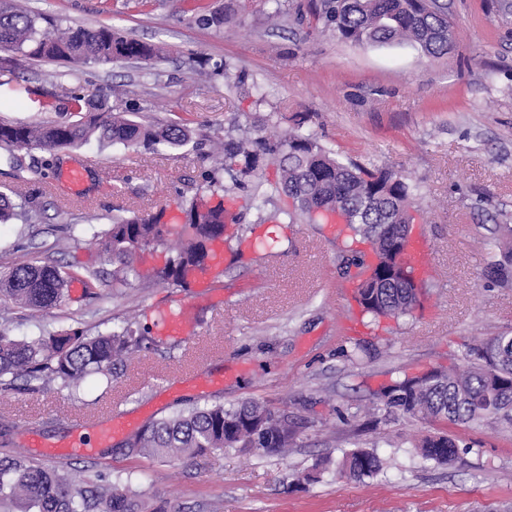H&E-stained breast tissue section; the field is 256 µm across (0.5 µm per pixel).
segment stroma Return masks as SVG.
Wrapping results in <instances>:
<instances>
[{"mask_svg": "<svg viewBox=\"0 0 512 512\" xmlns=\"http://www.w3.org/2000/svg\"><path fill=\"white\" fill-rule=\"evenodd\" d=\"M453 28L448 54L435 58L408 43L358 45L317 27L321 0H237L224 26L205 27L183 0H21L24 8L75 27L108 24L162 46L146 63L118 60L86 67L85 92L121 90L133 119L187 125L194 140L272 136L303 127L342 162L392 170L415 187L413 215L432 281L421 308L397 320H374L352 297L346 253L322 221L289 223V197L277 192V164L267 163L248 188L222 170L227 213L224 273L207 298L161 281L169 254H143L135 288H68L61 306L28 315L0 308V330L20 341L76 327L120 325L134 316L148 347L91 377L79 391L53 383L36 391L0 390V424L61 446L72 422L131 417L136 428L192 405L259 400L286 406L302 421L288 460L244 455L182 458L158 479L149 461L125 456L124 435L71 456L73 476L97 469L130 481L144 512H512V431L461 428L465 446L453 465L423 459L411 439L426 421L387 417L377 430L354 433L345 417L376 402L382 386L439 365H464L473 340L512 331V286L483 271L495 241L512 231V0H443ZM0 121L73 122V87L62 65L17 58L2 65ZM53 159L47 179L17 183L0 163V190L21 187L32 199L28 220L0 224V255L39 258L111 279L113 266L93 241L119 208L165 211L181 230L207 163L182 149L147 151L92 141L55 154L34 149L24 163ZM84 168L71 204L61 175ZM192 322L186 336H161L158 313ZM387 444L384 468L362 482L337 475L354 446ZM315 482L302 475L317 462Z\"/></svg>", "mask_w": 512, "mask_h": 512, "instance_id": "obj_1", "label": "stroma"}]
</instances>
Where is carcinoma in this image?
I'll return each mask as SVG.
<instances>
[{
  "label": "carcinoma",
  "instance_id": "1",
  "mask_svg": "<svg viewBox=\"0 0 512 512\" xmlns=\"http://www.w3.org/2000/svg\"><path fill=\"white\" fill-rule=\"evenodd\" d=\"M187 11L208 27L224 25L233 12L210 11L198 0H187ZM316 22L354 44L411 43L433 57L448 54V15L438 0H323ZM50 19L23 11L15 0H0V47L26 59L74 65L108 64L115 59L152 60L160 53L154 44L129 38L109 25L94 29L48 28ZM70 110L81 115L71 123L29 125L0 122V149L21 169L19 152L38 148L51 153L95 139L120 142L156 151L160 147H191L214 167L201 172L200 188L216 195L224 186L218 168L239 165L242 177L255 175L264 159L279 161L280 189L295 202L290 220L310 216L314 209L347 208L354 234L373 240L384 253L405 233L403 215L410 205L411 186L394 173L343 163L332 157L311 135L293 132L266 138L209 139L208 151L180 124H143L127 117L101 95L79 89L70 96ZM164 214L112 216L96 244L112 259L114 288H132L140 279L137 257L144 250L168 249V273L163 279L187 286L189 274L209 258L207 244L224 235V206H209L195 197L186 211L196 219L186 237H167ZM492 282L512 280V243L500 247L484 269ZM82 277L89 294L104 285L98 272L84 275L36 258L0 263V306L14 304L34 311L60 305L71 280ZM382 264L357 284L355 300L375 318L409 315L415 309L410 289L387 284ZM135 322L118 330L94 334L69 329L19 342L0 333V384L5 377L22 379L33 390L58 381L75 390L92 375L108 376L112 366L142 349L146 337L136 334ZM467 368H438L382 388L380 399L389 414L425 419L436 426L421 437L415 449L425 459L449 465L458 457L459 443L452 426L487 422L512 429V334L502 333L468 347ZM299 428L298 418L267 402L246 401L229 407L221 403L192 407L156 420L125 441L126 454L157 462L222 454L228 449L253 456L288 458ZM383 461L374 448L356 447L343 454L339 472L356 481L374 477ZM137 492L95 472L75 481L64 465L28 456L18 449L0 458V512H141Z\"/></svg>",
  "mask_w": 512,
  "mask_h": 512
}]
</instances>
